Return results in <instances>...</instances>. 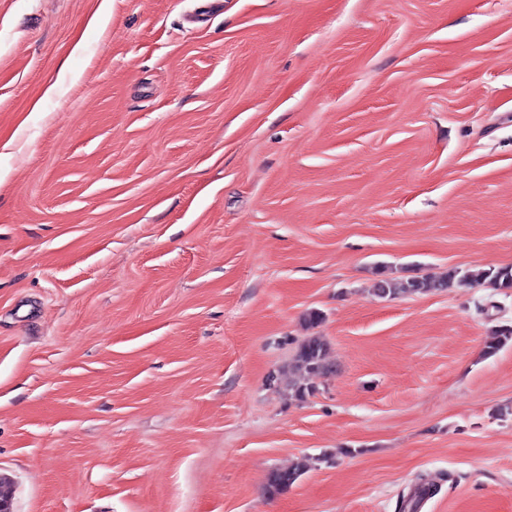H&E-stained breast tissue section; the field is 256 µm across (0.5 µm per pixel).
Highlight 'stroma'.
<instances>
[{"mask_svg": "<svg viewBox=\"0 0 512 512\" xmlns=\"http://www.w3.org/2000/svg\"><path fill=\"white\" fill-rule=\"evenodd\" d=\"M97 3L0 0L14 512H512V290L371 292L512 266V0ZM328 344L322 336L312 334L302 340L292 359V367L298 375V381L293 386L295 395L301 399L311 393L308 379L312 376L326 375L331 371L327 361ZM307 467L306 462L297 461L288 468L273 470L268 478V493L275 496L288 491L305 474Z\"/></svg>", "mask_w": 512, "mask_h": 512, "instance_id": "obj_1", "label": "stroma"}]
</instances>
